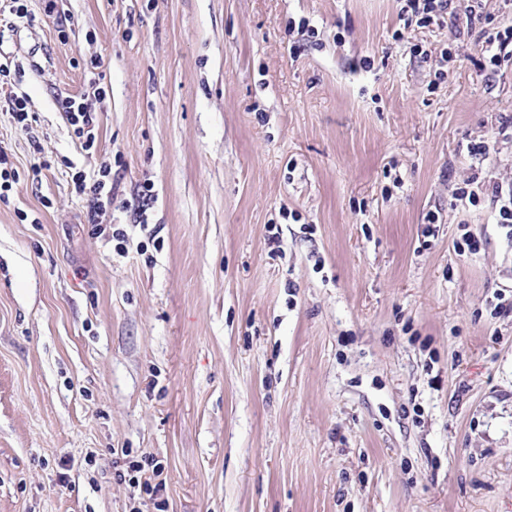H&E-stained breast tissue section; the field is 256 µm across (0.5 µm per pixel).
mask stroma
Returning a JSON list of instances; mask_svg holds the SVG:
<instances>
[{"label": "stroma", "mask_w": 512, "mask_h": 512, "mask_svg": "<svg viewBox=\"0 0 512 512\" xmlns=\"http://www.w3.org/2000/svg\"><path fill=\"white\" fill-rule=\"evenodd\" d=\"M27 5L0 27L38 118L0 102V512H512V238L455 198L512 179V141L467 151L512 61L404 0ZM91 56L83 156L56 101ZM39 154L111 163V231ZM84 72L85 77L88 79V86L93 89V95L99 103V108L102 109L106 99V90L104 87V80L106 74L101 70V62L96 57L84 59ZM506 129H499L496 132V135L493 133L490 137L483 138L481 141L470 144L467 149L468 153L472 156H477L479 159L487 160L493 158L498 154V144H499V136L504 135ZM16 171L12 167L8 152L0 147V200L9 199V192L13 190L16 182Z\"/></svg>", "instance_id": "35a3bbf8"}]
</instances>
